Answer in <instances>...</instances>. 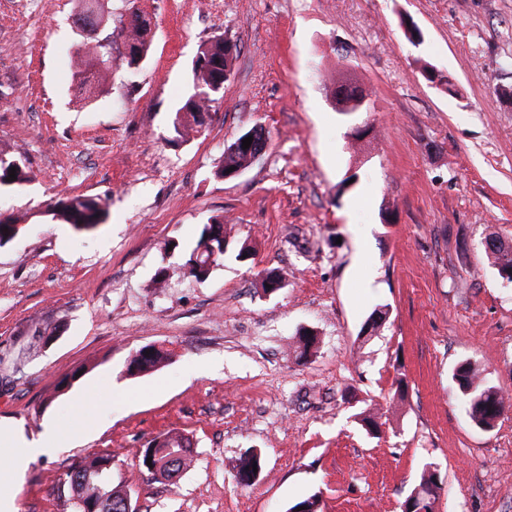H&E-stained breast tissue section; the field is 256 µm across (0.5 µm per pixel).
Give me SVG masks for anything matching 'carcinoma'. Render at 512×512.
Instances as JSON below:
<instances>
[{"mask_svg":"<svg viewBox=\"0 0 512 512\" xmlns=\"http://www.w3.org/2000/svg\"><path fill=\"white\" fill-rule=\"evenodd\" d=\"M95 13H89L87 0H79V11L75 23L87 32L86 48L81 57L87 67L95 66V62L102 59L109 60L107 44L98 39L97 31L105 20V14L100 0H94ZM151 20L141 13L130 12L126 22L122 23L120 34L126 45L127 64L137 66L146 59L151 48ZM237 54V44L230 39L219 35L199 46L192 66L187 73V94L182 104L173 113L168 127V141L176 144L186 140L192 132H199L202 125V115L210 112L212 103L219 100V93L212 91L216 84H226L232 74L233 61ZM359 94L368 97V94L358 85L347 79L336 81L332 92L333 103L340 105L342 99H349ZM252 162L248 154L232 142L224 150V160L218 167L216 174L224 176L230 167L249 169ZM16 169V179L10 178V170ZM27 181L24 166L14 160H6L0 156V185H15ZM54 216L63 220L77 230H89L104 223L108 216L107 205L101 201L81 196L62 194L58 196L53 205ZM224 235V219L212 217L203 225L199 239L195 246L184 255L180 268L188 269V273L197 280H205L211 273L207 267L204 256L197 255V251L205 240L211 238L214 245H221V236ZM488 259L497 267L499 273L512 281V245H504L494 240L486 243ZM318 339L312 335H302L296 341L295 353L299 360H306L316 353ZM168 360V354L162 350L156 352L155 357L143 360L139 357L131 358V366L145 373L155 370ZM455 377L466 398L469 418L472 423L483 430H491L505 409L503 394L495 386L488 385L481 377V373L472 364L461 365ZM156 459L151 465H143L140 469L142 479L146 482H169L172 474L185 471L194 460V448L189 438L180 434H166L160 442L153 444ZM180 453L176 459H170L172 451ZM99 456H88L73 464L66 473L62 485L67 488L72 500L73 512H79L77 499H88L95 495L105 498V507L98 512H126L124 508L125 496L131 489L129 487L112 484V470L97 472ZM260 464V457L254 453L243 455L237 465L236 479L243 487L251 485L250 477L255 475L253 465ZM156 469H151V466ZM439 476L430 466L423 467L416 487L421 493L438 495L441 486L437 485Z\"/></svg>","mask_w":512,"mask_h":512,"instance_id":"1","label":"carcinoma"}]
</instances>
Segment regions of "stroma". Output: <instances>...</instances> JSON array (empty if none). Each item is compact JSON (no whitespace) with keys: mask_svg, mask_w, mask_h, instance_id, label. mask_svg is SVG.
Instances as JSON below:
<instances>
[{"mask_svg":"<svg viewBox=\"0 0 512 512\" xmlns=\"http://www.w3.org/2000/svg\"><path fill=\"white\" fill-rule=\"evenodd\" d=\"M101 2L112 79L94 89L73 57L78 0H0V156L29 175L0 187V214L21 225L0 247V421L61 435L30 463L18 512H72L61 481L100 452L139 512H287L313 494L322 512H402L427 465L442 481L433 512H512V407L476 427L454 377L468 362L512 393V282L485 254L489 239L512 245V104L499 95L512 0ZM133 10L154 28L131 69L115 30ZM220 34L239 49L234 77L204 130L168 143L191 62ZM342 76L370 91L369 111H335ZM256 125L269 133L259 161L216 177ZM63 192L106 200L105 223L53 218ZM215 216L229 247L209 278L155 287L169 246ZM272 268L284 285L269 293ZM381 307L380 332L360 339ZM48 320L59 338L35 347ZM304 330L319 348L302 363ZM146 345L167 362L127 375ZM83 418L89 432L72 436ZM172 429L192 435L194 465L143 482L141 449ZM249 450L262 467L242 487Z\"/></svg>","mask_w":512,"mask_h":512,"instance_id":"stroma-1","label":"stroma"}]
</instances>
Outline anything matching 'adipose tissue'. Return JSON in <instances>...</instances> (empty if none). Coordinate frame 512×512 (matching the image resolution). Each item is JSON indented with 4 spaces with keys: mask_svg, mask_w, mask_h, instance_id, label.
<instances>
[{
    "mask_svg": "<svg viewBox=\"0 0 512 512\" xmlns=\"http://www.w3.org/2000/svg\"><path fill=\"white\" fill-rule=\"evenodd\" d=\"M52 438L49 429L29 437L21 427L0 423V443L13 448L11 454L0 458V512H17L18 479L34 458L49 452Z\"/></svg>",
    "mask_w": 512,
    "mask_h": 512,
    "instance_id": "adipose-tissue-1",
    "label": "adipose tissue"
}]
</instances>
